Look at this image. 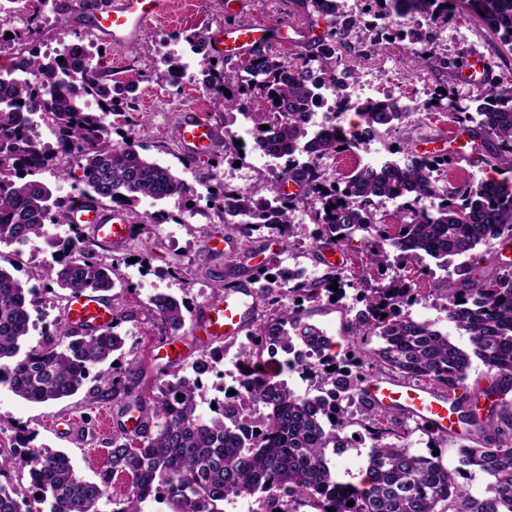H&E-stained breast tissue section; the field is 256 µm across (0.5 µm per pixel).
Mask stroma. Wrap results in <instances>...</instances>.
Masks as SVG:
<instances>
[{"mask_svg": "<svg viewBox=\"0 0 512 512\" xmlns=\"http://www.w3.org/2000/svg\"><path fill=\"white\" fill-rule=\"evenodd\" d=\"M172 16L153 22L142 37L122 48L105 46L103 40L87 34L84 0H55L48 5L41 18L42 42L39 53H47L75 42L84 36L90 49L104 48L101 59L106 76L124 84L136 85L135 111L112 117L113 140L132 143L141 154L170 167L193 189L197 198L194 208H186L176 200L158 203L142 199L138 209L154 213L166 210L170 221L151 224L139 231L136 242L149 255L148 264L131 263L123 267L122 283L113 290L124 298L132 310L134 321L123 323L126 333L127 357L143 356L149 367H156L161 357L175 360L177 366L190 369L202 348L207 344L203 333L189 334L174 346H162V336L156 320L148 314L145 305L150 295L165 292L176 297L188 298L192 310H199L206 302L220 294L219 285L224 277L241 274L242 258L227 254L225 239L232 230L224 225L206 207L210 188L224 179L223 168H208L201 162L187 157L174 139L176 116L183 109L194 108L204 113L211 123L230 134L241 132L248 121L240 113L224 114L215 107L212 98L197 99L189 84L172 86L166 76L169 56L181 57L189 71H196L197 57L187 43L174 42L173 34L179 31L201 30L213 32L226 20L239 23L290 20L298 17V0H172ZM437 44L449 54L477 48L495 63V75L502 85L512 88V54H499V41L483 37L482 31L472 21L457 19L437 31ZM361 75L376 77L378 94L393 92L415 99L423 92L446 85L445 73L416 64L408 57L401 42L386 45L379 55L368 60H355ZM214 238L219 249L206 267L194 265L193 260L203 248L205 238ZM0 258L13 267V275L25 286L35 283L41 269L55 265L51 249L23 246L17 249H0ZM101 408L88 391L47 404L27 403L11 392L0 390V449L10 450L16 445L17 427H25L37 435L36 445H46L68 451L74 458L79 473L88 479H98L105 469L103 448L105 438L94 440L96 455H89L86 447L69 443L56 435L51 422L71 415L82 417L89 424H96Z\"/></svg>", "mask_w": 512, "mask_h": 512, "instance_id": "1", "label": "stroma"}]
</instances>
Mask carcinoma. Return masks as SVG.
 Returning <instances> with one entry per match:
<instances>
[{
  "label": "carcinoma",
  "instance_id": "carcinoma-1",
  "mask_svg": "<svg viewBox=\"0 0 512 512\" xmlns=\"http://www.w3.org/2000/svg\"><path fill=\"white\" fill-rule=\"evenodd\" d=\"M441 27L462 16L460 0H363L373 17L346 6V0H301L305 17L318 16L326 24L315 50L290 57L288 48L268 42L237 60L212 53L202 31L181 37L201 56L199 74L214 102L226 112H242L252 122L250 133L271 152L288 147L295 152L279 178L255 187L281 203L274 223L268 224L251 208L250 191L224 187L209 193L207 208L227 206L243 215L233 225L243 257L251 260L254 233L281 246L293 257L301 253L323 265L322 273L289 287L279 283L280 261L270 259L249 268V283L258 301V313L241 339L224 347L203 350L194 362H221L237 347L238 365L247 368L245 389L224 397L216 411L203 415V386L171 364L158 367L153 384L143 382V362L123 360L114 353L125 338L117 332L132 318L125 301L112 302V327L95 335L80 334L63 322L43 342L20 353L30 335L31 307L37 289L25 287L0 265V364L9 375L8 390L33 404L69 398L86 382L96 383V398L112 404V438L106 448L107 469L99 480L81 476L64 450L31 448V438L20 435L17 447L0 453V475L11 469L28 472L31 489L50 502L49 512H144L150 500L164 496L174 512H224L229 495L255 496L251 512H512V181L472 179L455 184L448 170L459 160L444 150L420 153L417 141L433 142L431 135L387 146L398 157L377 170L363 169L343 178L323 168L319 160L351 150L340 127L310 140V113L305 105L318 84L335 85L336 74L359 78L343 64L339 52L366 59L394 39L405 42L411 59L452 77L462 76L475 49L453 56L439 48L431 32L418 26L388 23L397 3ZM49 0H39L25 28L9 42L20 48V65L43 77L47 85L24 79L0 78V150L9 163L0 167V246L44 243L54 249L59 269L55 284L61 290L102 293L114 288L121 265L131 257L147 263L140 250L105 258L77 228L51 235L50 224H62L79 202L112 203L137 224L165 218L163 211L143 214L144 198L156 202L189 199L193 190L170 168L140 155L133 145L112 146L107 120L132 108V89L106 82L99 60L87 64L79 57L82 42L68 45L70 53L47 57L35 51L29 34L38 26L39 13ZM468 16L500 43L512 46V0H466ZM466 94L454 86L438 89V110L464 128L470 137L469 165L492 169L512 155V95L494 76V62L483 63L481 76L468 82ZM95 96L105 108L82 112L74 99L80 91ZM43 111L54 127L56 147L43 146L25 135L28 114ZM428 104L412 103L397 112L387 103L342 101V111L358 117L360 132L386 137L402 123L422 124ZM268 129H262V126ZM313 142L314 156L303 160ZM65 156L82 170L79 201L54 195L38 178L54 159ZM243 159L234 138L224 140V154L203 160L209 168ZM301 187L297 195L285 191L288 181ZM413 197L399 206L396 221L377 218L376 205L404 192ZM335 205L329 210L327 206ZM315 225L307 232V224ZM362 236L365 264L357 277L326 261V251H344L354 236ZM310 243H305V240ZM486 247L476 256L473 251ZM490 255L495 271L478 259ZM430 258L449 271L448 285L439 284L427 295L399 274L408 263ZM273 280H268V277ZM338 283V290L330 289ZM355 292L361 312L342 323L347 353L336 360L332 340L308 322L312 311L336 292ZM302 302H296V299ZM432 301L447 313L448 322L466 337L467 348L453 342L437 322L413 316L412 307ZM147 311L172 340L185 335L188 302L167 293L149 297ZM310 349L319 359L313 371L314 393L303 395L279 380L265 364L278 353L295 347ZM488 373V386L467 384L472 360ZM436 388L444 393L461 429L438 434L402 413L372 402L365 391L371 378ZM326 391L329 402L318 395ZM489 407L480 406V402ZM137 414V427L128 432L125 417ZM258 417L255 434L242 439L232 428ZM348 430L347 447H368V480L342 482L327 449L337 447L338 434ZM417 433L437 446L455 437L460 467L450 471L440 456L411 448ZM478 471L486 478L484 494L476 496L456 476ZM115 477L121 485L108 492ZM354 505H347L348 501ZM0 512H22L15 488L0 484Z\"/></svg>",
  "mask_w": 512,
  "mask_h": 512
}]
</instances>
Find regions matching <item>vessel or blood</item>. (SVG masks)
Segmentation results:
<instances>
[{
    "label": "vessel or blood",
    "mask_w": 512,
    "mask_h": 512,
    "mask_svg": "<svg viewBox=\"0 0 512 512\" xmlns=\"http://www.w3.org/2000/svg\"><path fill=\"white\" fill-rule=\"evenodd\" d=\"M169 13L168 0H112L108 9L89 17L86 29L89 34L120 47L137 40L153 21ZM268 33L266 27L244 23L215 31L212 39L224 55L245 56L260 48ZM177 136L182 148L193 154L210 151L221 139L219 130L192 108L187 109L179 123ZM67 220L87 230L107 250L122 249L137 234L136 226L129 224L123 211L100 204L77 205L69 211ZM255 306L247 289L230 291L207 305L196 324L208 337L236 336L244 330ZM65 310L68 323L77 330L95 332L112 324L111 304L95 293L71 295ZM366 391L373 402L397 409L406 417L427 420L439 433H448L454 426V417L437 389L375 379L367 383Z\"/></svg>",
    "instance_id": "1"
}]
</instances>
